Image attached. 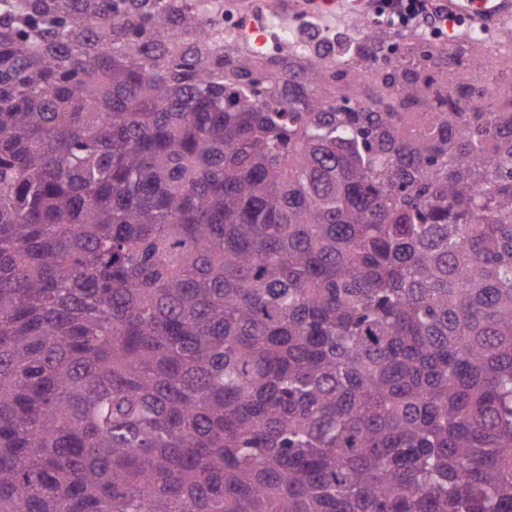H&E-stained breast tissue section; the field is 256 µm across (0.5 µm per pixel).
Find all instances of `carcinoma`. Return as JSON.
<instances>
[{
    "instance_id": "carcinoma-1",
    "label": "carcinoma",
    "mask_w": 512,
    "mask_h": 512,
    "mask_svg": "<svg viewBox=\"0 0 512 512\" xmlns=\"http://www.w3.org/2000/svg\"><path fill=\"white\" fill-rule=\"evenodd\" d=\"M216 2L0 0V512H512V85ZM224 1V13L221 11L218 16L220 21L224 22V43L225 41H239L242 43H248L252 47H255V38L256 35L249 34L248 27L245 26V23L240 22L238 24L233 25L232 28L228 29V18H227V5L229 3H240L249 6L252 10H257L261 8V5L264 4L266 1H278V0H223ZM231 34L227 35L225 34Z\"/></svg>"
}]
</instances>
